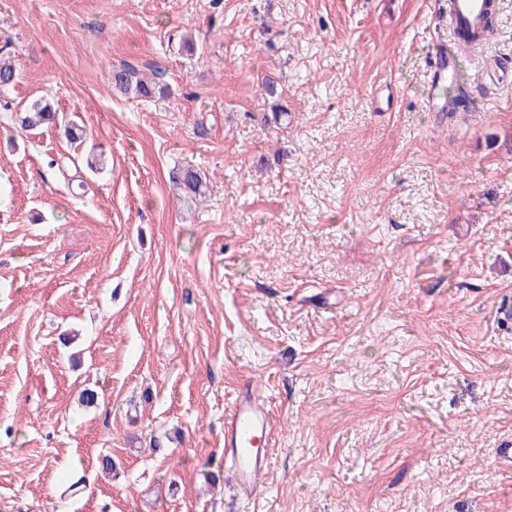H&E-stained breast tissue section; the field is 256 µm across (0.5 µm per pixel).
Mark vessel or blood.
I'll list each match as a JSON object with an SVG mask.
<instances>
[{
	"mask_svg": "<svg viewBox=\"0 0 512 512\" xmlns=\"http://www.w3.org/2000/svg\"><path fill=\"white\" fill-rule=\"evenodd\" d=\"M488 0H448V18L454 32L474 33L486 25ZM458 53L443 48L431 72L433 90H440L455 75ZM270 418L261 389L248 378L224 416V464L233 476L236 496L250 500L257 494L256 477L266 469L271 455Z\"/></svg>",
	"mask_w": 512,
	"mask_h": 512,
	"instance_id": "obj_1",
	"label": "vessel or blood"
}]
</instances>
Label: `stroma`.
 Returning a JSON list of instances; mask_svg holds the SVG:
<instances>
[{
	"label": "stroma",
	"instance_id": "1",
	"mask_svg": "<svg viewBox=\"0 0 512 512\" xmlns=\"http://www.w3.org/2000/svg\"><path fill=\"white\" fill-rule=\"evenodd\" d=\"M497 2L451 117L427 108L448 0H0V512H512ZM124 63L171 97L115 90ZM266 77L291 121L262 124ZM39 98L103 148L85 189L83 150L15 125ZM189 166L205 200L179 195ZM247 377L272 452L236 504Z\"/></svg>",
	"mask_w": 512,
	"mask_h": 512
}]
</instances>
